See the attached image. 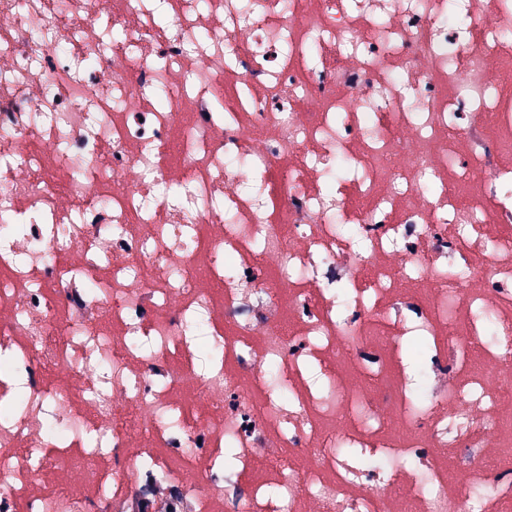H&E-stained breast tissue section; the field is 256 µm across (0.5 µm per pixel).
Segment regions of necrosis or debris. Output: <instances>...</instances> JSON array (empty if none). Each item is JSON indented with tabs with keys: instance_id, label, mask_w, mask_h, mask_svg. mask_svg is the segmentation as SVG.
<instances>
[{
	"instance_id": "4bbe7bcc",
	"label": "necrosis or debris",
	"mask_w": 512,
	"mask_h": 512,
	"mask_svg": "<svg viewBox=\"0 0 512 512\" xmlns=\"http://www.w3.org/2000/svg\"><path fill=\"white\" fill-rule=\"evenodd\" d=\"M0 512H512V0H0Z\"/></svg>"
}]
</instances>
